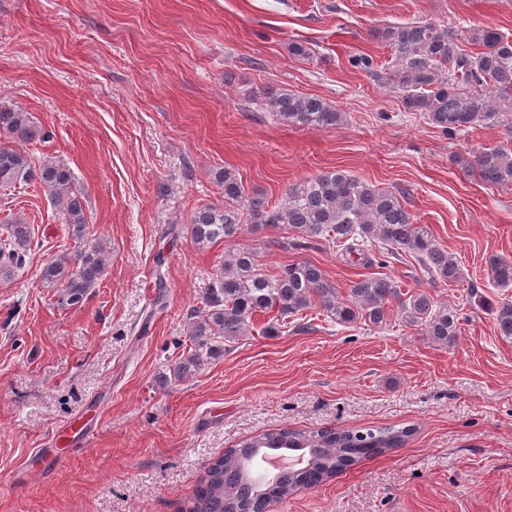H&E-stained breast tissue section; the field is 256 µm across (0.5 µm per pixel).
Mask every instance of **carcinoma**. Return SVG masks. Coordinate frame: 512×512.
I'll return each mask as SVG.
<instances>
[{
    "label": "carcinoma",
    "instance_id": "obj_1",
    "mask_svg": "<svg viewBox=\"0 0 512 512\" xmlns=\"http://www.w3.org/2000/svg\"><path fill=\"white\" fill-rule=\"evenodd\" d=\"M372 36L393 53L386 79L406 111L444 134L483 124L512 133V38L497 28L477 26L460 39L457 31L428 21L384 25ZM253 97L258 108L283 125L333 129L345 121L344 113L324 99L286 86L259 90ZM49 138L31 113L18 106L0 108V189L38 185L63 215L68 233L80 239L87 228L86 208L73 190L72 171L54 161L37 165L23 148ZM456 163L487 185L512 186V145L483 147ZM214 179L224 189V201L197 207L190 219L192 239L201 248L237 237L248 224H284L296 247L326 240L360 256L366 266L384 268L407 256L435 284L451 286L463 279L457 261L429 225L413 223L403 195L346 170L320 171L290 185L283 202L271 208L260 200L246 201L235 172L219 169ZM33 239L34 229L20 219L0 226V281L11 280L26 264ZM109 262V253L99 245L73 256L61 253L43 266L40 283L57 296L59 306L79 308ZM487 266L493 287L512 288L511 259L492 255ZM202 304L187 326L192 346L172 366L176 380L195 375L205 361L250 335L253 316L269 311L276 312L266 326L270 334L288 327L290 319H302V311L313 305L340 326L363 321L380 327L394 304L402 324L448 348L459 330L455 309L435 303L425 291H403L390 276L353 282L345 299L313 263L297 261L269 274L250 248L224 255ZM478 304L493 314L500 335L512 338V300L495 304L481 296ZM412 433L408 426L312 433L284 427L250 437L208 465L188 512H266L268 505L302 488L318 487L403 447Z\"/></svg>",
    "mask_w": 512,
    "mask_h": 512
}]
</instances>
